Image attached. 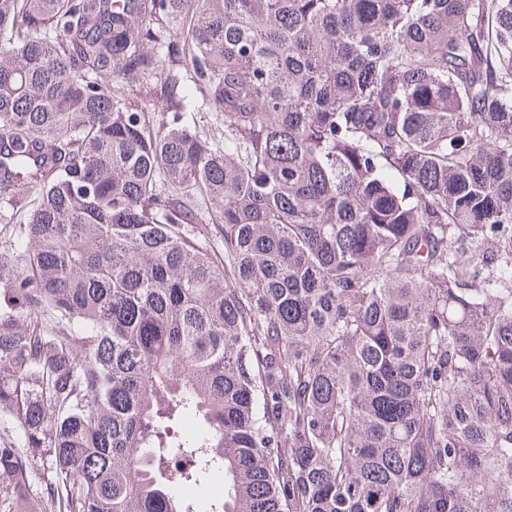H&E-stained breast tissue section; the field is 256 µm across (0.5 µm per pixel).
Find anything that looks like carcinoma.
Here are the masks:
<instances>
[{
    "instance_id": "1",
    "label": "carcinoma",
    "mask_w": 512,
    "mask_h": 512,
    "mask_svg": "<svg viewBox=\"0 0 512 512\" xmlns=\"http://www.w3.org/2000/svg\"><path fill=\"white\" fill-rule=\"evenodd\" d=\"M0 221V512H512V0H0Z\"/></svg>"
}]
</instances>
